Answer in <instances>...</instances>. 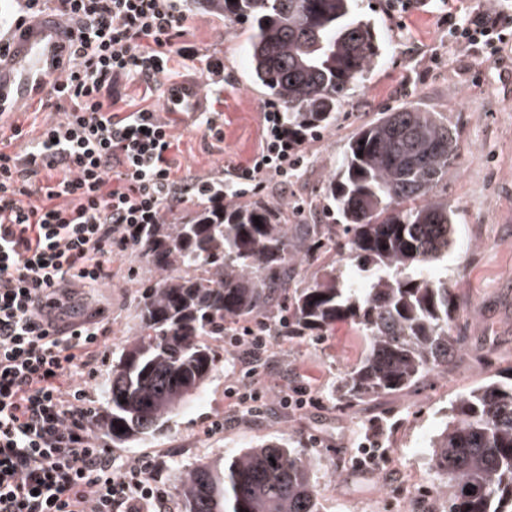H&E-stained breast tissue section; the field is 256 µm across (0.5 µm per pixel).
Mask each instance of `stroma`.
I'll return each mask as SVG.
<instances>
[{
    "label": "stroma",
    "mask_w": 512,
    "mask_h": 512,
    "mask_svg": "<svg viewBox=\"0 0 512 512\" xmlns=\"http://www.w3.org/2000/svg\"><path fill=\"white\" fill-rule=\"evenodd\" d=\"M441 0H416L404 16H390L386 0H356L355 9L378 33L381 55L350 92L334 125L301 146L304 162L287 183L264 182L258 194L298 206L299 224L325 223L323 191L337 170L353 131L379 113L418 104L439 112L460 133V158L448 174L455 233L447 262L434 271L457 298L455 335L461 347L447 373L413 389L354 408L337 403L335 390L361 357L364 340L347 321L325 336L268 337L262 355L224 342L222 364L200 397L169 423L164 436L112 454L131 464L149 457L158 479L172 488L179 467L226 456L269 441H300L313 461L321 512H366L375 500L404 503L418 483L434 484L428 442L452 402L486 376L512 370V49L498 58L463 52L441 25ZM250 29L199 12L189 41L224 62V89L216 106L217 130L206 133L170 114L179 142L171 156L180 174L219 180L230 164L247 163L262 138V100L247 83ZM111 283L74 289L70 318L97 315L108 327V352L136 331L133 296L150 277L144 261L126 252L112 260ZM308 405L288 404L297 390ZM384 427L388 454L380 468L359 473L353 464L331 471L326 462L351 455L371 421Z\"/></svg>",
    "instance_id": "stroma-1"
}]
</instances>
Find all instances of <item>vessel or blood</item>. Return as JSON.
Here are the masks:
<instances>
[{"label": "vessel or blood", "instance_id": "vessel-or-blood-1", "mask_svg": "<svg viewBox=\"0 0 512 512\" xmlns=\"http://www.w3.org/2000/svg\"><path fill=\"white\" fill-rule=\"evenodd\" d=\"M72 50L69 29L56 15L26 22L9 48L0 51V118L45 95ZM163 95L166 106L189 125L206 107L205 91L197 81L164 85Z\"/></svg>", "mask_w": 512, "mask_h": 512}]
</instances>
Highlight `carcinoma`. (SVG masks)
I'll list each match as a JSON object with an SVG mask.
<instances>
[{
  "instance_id": "carcinoma-1",
  "label": "carcinoma",
  "mask_w": 512,
  "mask_h": 512,
  "mask_svg": "<svg viewBox=\"0 0 512 512\" xmlns=\"http://www.w3.org/2000/svg\"><path fill=\"white\" fill-rule=\"evenodd\" d=\"M194 3L250 24V80L288 107L303 134L336 121L379 55L375 28L355 14L354 0ZM458 157L448 119L401 106L359 126L327 180L326 209L342 219L340 236L334 224H308L295 240L288 204L263 197L145 225L135 252L155 276L137 290L138 329L113 361L94 425L116 448L162 436L219 369L210 341L240 322L261 327L269 314L288 337L322 336L341 321L357 327L365 352L338 389L347 408L448 371L456 300L432 271L451 243L444 194ZM301 251L309 260L333 252L363 282L333 265L295 288ZM429 448L445 512H512V374H493L453 402ZM173 491L184 512H320L312 461L276 441L231 455L220 469L184 467Z\"/></svg>"
}]
</instances>
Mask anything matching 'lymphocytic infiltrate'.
<instances>
[{"instance_id":"f902f5d3","label":"lymphocytic infiltrate","mask_w":512,"mask_h":512,"mask_svg":"<svg viewBox=\"0 0 512 512\" xmlns=\"http://www.w3.org/2000/svg\"><path fill=\"white\" fill-rule=\"evenodd\" d=\"M0 41L47 4L76 25L75 48L40 108L60 111L38 138L0 128V512H165L168 494L150 459L117 462L95 437L86 375L105 326L66 319L72 288L112 280V258L143 224L287 180L302 164V137L285 107H264L260 150L224 180L179 175L170 123L153 105L118 111V81L153 97L172 61L220 87L224 66L184 40L193 15L179 0H15ZM455 44L497 56L512 41V9L444 16Z\"/></svg>"}]
</instances>
